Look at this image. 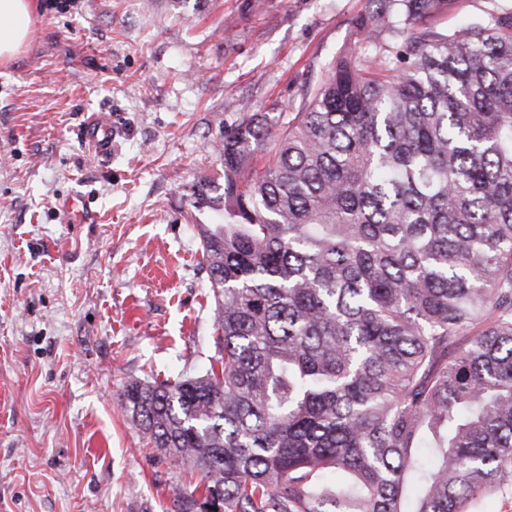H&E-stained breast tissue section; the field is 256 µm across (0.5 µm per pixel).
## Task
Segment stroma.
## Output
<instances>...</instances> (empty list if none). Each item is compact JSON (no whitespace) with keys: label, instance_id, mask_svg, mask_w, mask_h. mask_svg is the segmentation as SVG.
Listing matches in <instances>:
<instances>
[{"label":"stroma","instance_id":"35a3bbf8","mask_svg":"<svg viewBox=\"0 0 512 512\" xmlns=\"http://www.w3.org/2000/svg\"><path fill=\"white\" fill-rule=\"evenodd\" d=\"M37 0L0 63V512H173L190 475L120 403L214 355L194 191L244 103L292 112L366 0ZM112 147L85 140L99 116Z\"/></svg>","mask_w":512,"mask_h":512}]
</instances>
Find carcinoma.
I'll use <instances>...</instances> for the list:
<instances>
[{
  "label": "carcinoma",
  "mask_w": 512,
  "mask_h": 512,
  "mask_svg": "<svg viewBox=\"0 0 512 512\" xmlns=\"http://www.w3.org/2000/svg\"><path fill=\"white\" fill-rule=\"evenodd\" d=\"M367 0L287 121L243 106L196 202L219 357L120 394L201 475L177 512H470L512 487V11ZM512 10V0H453L448 4V15L435 22L441 29H451L467 19L483 17L491 10Z\"/></svg>",
  "instance_id": "obj_1"
}]
</instances>
